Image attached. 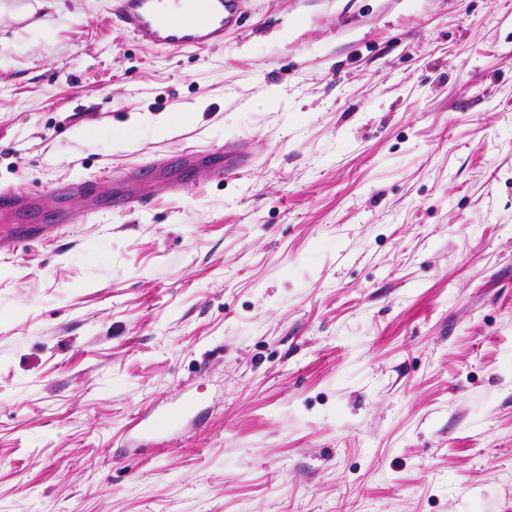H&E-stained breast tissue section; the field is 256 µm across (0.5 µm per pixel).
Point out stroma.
I'll return each instance as SVG.
<instances>
[{
	"label": "stroma",
	"instance_id": "obj_1",
	"mask_svg": "<svg viewBox=\"0 0 512 512\" xmlns=\"http://www.w3.org/2000/svg\"><path fill=\"white\" fill-rule=\"evenodd\" d=\"M109 5L0 0V186L252 165L0 256V512H512V0H241L188 54ZM202 398L190 392H182L176 399L168 404H151L136 420L130 430L124 433L120 440L126 441L129 433L136 429L142 441L146 444H158L168 434L180 427L184 420L191 419V422L198 423L203 415Z\"/></svg>",
	"mask_w": 512,
	"mask_h": 512
}]
</instances>
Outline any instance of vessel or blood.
<instances>
[{"label":"vessel or blood","mask_w":512,"mask_h":512,"mask_svg":"<svg viewBox=\"0 0 512 512\" xmlns=\"http://www.w3.org/2000/svg\"><path fill=\"white\" fill-rule=\"evenodd\" d=\"M183 0H113L110 16L124 30L135 35L137 41L149 47L200 52L224 43V32L238 25L241 0H192L189 10H182ZM240 159L239 165L224 163L223 152L202 155L186 148L152 160L147 166L126 167L115 177L116 190L109 202V209L130 210L150 207V196H127L126 184L144 180L145 176L164 182L170 188L181 189L178 176L191 171L195 185L213 180H228L242 173L241 162L249 152L244 145L233 148ZM53 191L61 197L76 193L86 202L84 208L64 212V224H84L100 211L95 181L58 182ZM36 205L34 198L18 189H0V254L14 255L26 242L50 238L52 229L44 224L24 223V215ZM203 400L199 395L184 392L170 403L151 404L136 420L135 428L143 442L153 445L180 427L184 420L199 421L203 415Z\"/></svg>","instance_id":"obj_1"}]
</instances>
